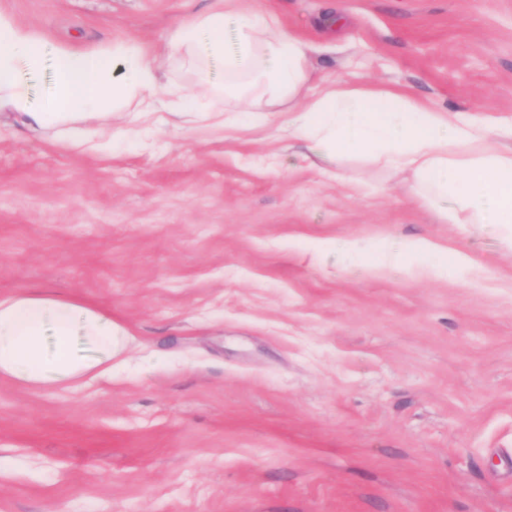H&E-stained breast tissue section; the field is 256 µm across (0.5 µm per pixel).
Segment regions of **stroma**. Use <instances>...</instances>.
Listing matches in <instances>:
<instances>
[{
	"label": "stroma",
	"mask_w": 512,
	"mask_h": 512,
	"mask_svg": "<svg viewBox=\"0 0 512 512\" xmlns=\"http://www.w3.org/2000/svg\"><path fill=\"white\" fill-rule=\"evenodd\" d=\"M210 0H0L52 50L156 64ZM330 80L512 118V0H228ZM275 124L177 126L79 153L0 116V297L111 314L122 366L0 378V512H512V252L407 175L289 159ZM422 236L477 281L341 245Z\"/></svg>",
	"instance_id": "1"
}]
</instances>
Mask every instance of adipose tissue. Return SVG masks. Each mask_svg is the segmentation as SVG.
Segmentation results:
<instances>
[{"label":"adipose tissue","instance_id":"1","mask_svg":"<svg viewBox=\"0 0 512 512\" xmlns=\"http://www.w3.org/2000/svg\"><path fill=\"white\" fill-rule=\"evenodd\" d=\"M225 15L215 2L180 20L166 45L170 61L201 76L210 61H222L223 84L186 89L170 80L142 43L125 40L100 52L57 51L55 89L37 108L20 72L44 67L45 42L0 12V112L85 151L110 147L117 133L106 120L116 112L157 128L192 113L221 128L234 102L284 111L293 154L328 166L351 154L409 171L422 205L451 224L499 226L512 250V120L480 119L391 89L338 81L309 95V44L283 30L275 15L246 11L237 17L234 46L226 47ZM93 120L99 128L85 132L84 124ZM393 263L432 279L451 270L466 278L474 270L467 254L423 238L405 239ZM126 340L111 315L76 301L50 293L0 298V377L17 383L54 388L111 374Z\"/></svg>","mask_w":512,"mask_h":512}]
</instances>
